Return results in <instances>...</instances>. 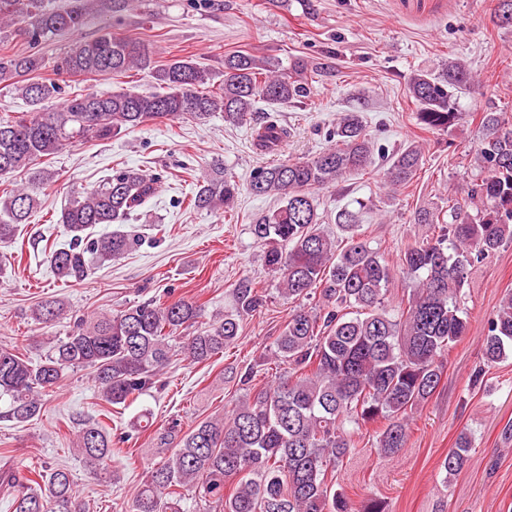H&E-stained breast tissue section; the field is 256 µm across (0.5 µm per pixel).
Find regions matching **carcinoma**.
<instances>
[{
	"instance_id": "cac0c4a2",
	"label": "carcinoma",
	"mask_w": 512,
	"mask_h": 512,
	"mask_svg": "<svg viewBox=\"0 0 512 512\" xmlns=\"http://www.w3.org/2000/svg\"><path fill=\"white\" fill-rule=\"evenodd\" d=\"M96 2L69 0L50 8L45 0H0V33L18 22L21 34L36 47L77 30ZM491 19L500 27L512 25V0H496ZM49 66L58 78H32ZM133 69L149 71L159 90L77 93L61 79L121 77ZM309 72L323 68L301 60L291 71L280 72L265 57L234 52L224 56V79L210 90V70L186 59L157 65L143 41L114 31L50 63L35 52L1 54L0 83L27 99L32 110L0 117V178L28 175L24 183L0 190V247L13 242L18 226L37 206L38 190L54 181L55 172L36 169L35 162L75 143L109 139L184 115L205 121L222 112L224 121L239 125L260 101L287 104L308 98ZM478 83L457 59L437 75L413 73L407 94L417 108V121L428 130L451 132L459 118L458 93ZM480 125L483 136L474 156L478 173L466 198L452 200L446 213L416 211L417 223L437 233L406 244L395 267L361 237L357 211L337 212L340 236L325 233L314 197L315 191L375 163L361 113H344L328 135L331 145L317 155L252 172L251 193L279 200L277 208L251 225L264 246L268 273L281 296L308 300L317 294L322 309L298 307L289 314L271 353L288 364V371L250 388L222 415L185 431L173 422L155 432L158 461L128 512H183L187 492L220 512H353L348 499L328 483L336 464L355 450L346 424L383 420L378 449L391 454L405 446L408 412L435 391L441 357L466 335L462 290L472 267L512 244V116L487 109L480 113ZM287 138L288 130L270 121L258 131L257 145L268 150ZM422 158L417 142L385 156L384 183L395 190L406 187ZM160 188L157 177L121 170L73 196L58 218L70 241L50 255L57 277L67 282L89 276L88 254L101 266L123 256L134 238L122 232L93 236L88 229L131 219ZM239 191L233 177L216 166L198 185L192 203L227 212ZM397 278L413 280V294L395 313L387 293ZM233 298L224 315H215L208 328L191 335L177 333L197 323L203 304L149 299L116 315L74 318L66 336L40 362L31 361L22 345L1 346L0 399L8 401L3 417L19 424L38 418L45 397L69 368H92L104 400L120 405L161 382L177 348L193 363L208 362L238 339L242 318L266 302L262 289L248 278L235 284ZM64 313L63 304L45 299L31 310V319L47 328ZM482 349L489 364L512 349L511 291L503 295ZM73 445L90 474H108L112 439L101 423L79 425ZM471 447L469 435L460 434L442 462L448 475L466 467ZM0 491L10 496L12 512H85L66 469H33L21 476L3 466Z\"/></svg>"
}]
</instances>
